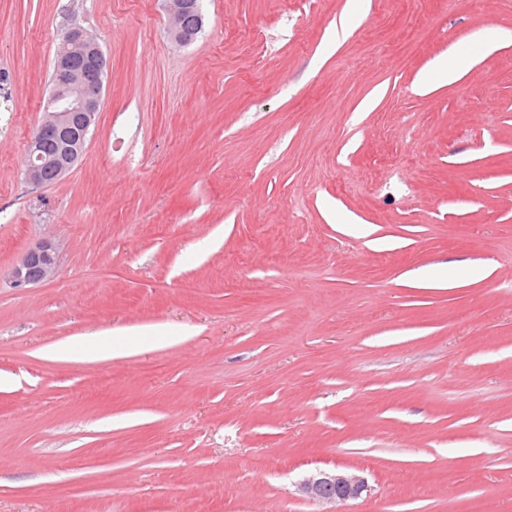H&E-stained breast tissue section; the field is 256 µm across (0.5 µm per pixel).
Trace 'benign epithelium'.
Returning a JSON list of instances; mask_svg holds the SVG:
<instances>
[{
    "instance_id": "obj_1",
    "label": "benign epithelium",
    "mask_w": 512,
    "mask_h": 512,
    "mask_svg": "<svg viewBox=\"0 0 512 512\" xmlns=\"http://www.w3.org/2000/svg\"><path fill=\"white\" fill-rule=\"evenodd\" d=\"M171 38L191 43L204 29L200 0H166ZM107 59L100 43L84 27L73 24L55 53L46 111L25 148L23 175L31 186L44 189L60 181L83 157L95 130L103 96ZM61 145L65 152L50 150ZM54 242L45 239L29 249L12 268L11 283L30 288L58 272ZM367 491L365 479L349 469H316L297 485L299 496L325 505L356 500Z\"/></svg>"
}]
</instances>
